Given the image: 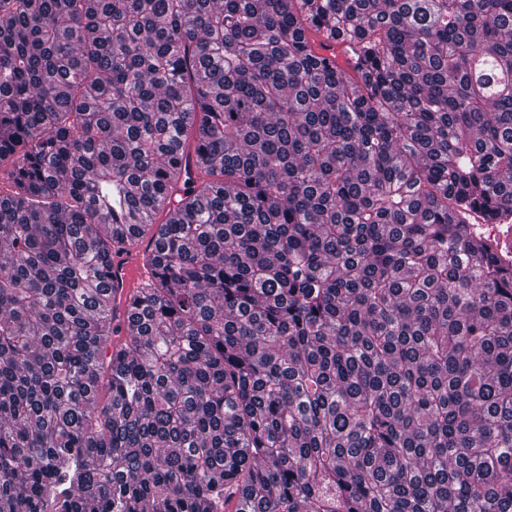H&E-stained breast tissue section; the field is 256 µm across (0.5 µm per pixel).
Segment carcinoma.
<instances>
[{"label": "carcinoma", "instance_id": "1", "mask_svg": "<svg viewBox=\"0 0 512 512\" xmlns=\"http://www.w3.org/2000/svg\"><path fill=\"white\" fill-rule=\"evenodd\" d=\"M2 170L0 512H512V0H0ZM154 241L142 239L122 247L121 251L113 250L108 258L109 285L112 302L116 306L114 325L123 331L127 323V300L134 291L138 280L151 276V267L146 257L153 248Z\"/></svg>", "mask_w": 512, "mask_h": 512}]
</instances>
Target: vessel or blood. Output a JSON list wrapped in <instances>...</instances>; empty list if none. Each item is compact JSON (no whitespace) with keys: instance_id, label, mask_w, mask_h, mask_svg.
Here are the masks:
<instances>
[{"instance_id":"vessel-or-blood-1","label":"vessel or blood","mask_w":512,"mask_h":512,"mask_svg":"<svg viewBox=\"0 0 512 512\" xmlns=\"http://www.w3.org/2000/svg\"><path fill=\"white\" fill-rule=\"evenodd\" d=\"M153 246V241L138 240L122 250L113 251L108 258L109 285L116 306L114 324L117 327H125L127 323V300L137 281L151 275L146 257Z\"/></svg>"}]
</instances>
